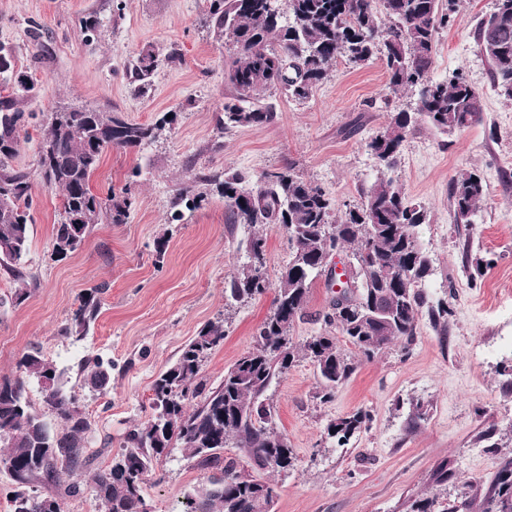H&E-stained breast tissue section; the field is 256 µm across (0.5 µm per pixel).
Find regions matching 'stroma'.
Here are the masks:
<instances>
[{"instance_id": "obj_1", "label": "stroma", "mask_w": 512, "mask_h": 512, "mask_svg": "<svg viewBox=\"0 0 512 512\" xmlns=\"http://www.w3.org/2000/svg\"><path fill=\"white\" fill-rule=\"evenodd\" d=\"M493 7L494 0H459L454 22L438 35L431 72L439 81L462 69L482 97L480 123L445 135L418 122L391 173L406 197L429 212L419 229L433 267L427 295L447 308V319L437 326L420 317L410 352L396 343L359 360L331 402L317 399L321 379L306 359L272 381L266 396L275 424L297 457L271 475L273 512H411L415 501L436 494H484L512 458V101L494 89L476 43L478 24ZM89 16L99 20L90 35L81 28ZM208 20V0H0V44L39 84L38 95L24 102L39 120L28 125L13 160L31 177L34 222L24 281L0 270V377L14 375L23 351L38 345L63 370L91 423L85 488L68 499L67 512H103L89 487L92 476L132 426L147 422L154 380L205 324L225 321L224 343L202 369L214 386L250 349L270 312L269 294L226 305L224 281L242 261L246 226L227 224L216 194L170 223L178 188L218 170L254 181L291 166L344 215L380 175L368 142L390 111L413 109L417 99L410 90L389 91L381 62L354 67L341 59L306 101L280 89L265 92L274 122L220 130L234 91L224 78L225 44ZM146 45L162 63L148 90L136 95L130 74ZM67 106L119 112L143 124L167 113L174 120L144 147L104 153L91 189L103 197L130 187V217L93 225L83 249L60 258L52 231L61 194L41 182L37 159L44 117ZM469 171L482 176L486 195L470 223L461 224L449 186ZM326 282L321 276L313 283L305 314L290 330L295 345L325 330L332 296ZM100 284L107 287L101 313L85 340L72 342L62 329L82 294ZM22 285L29 296L18 304L13 294ZM92 357L112 364L107 394L83 384L80 367ZM416 401L426 415L415 425ZM360 410L371 417L368 429L337 445L328 424ZM491 426L497 434L489 442L482 433ZM442 462L448 484L439 488L431 476ZM204 480L195 460L177 448L154 462L144 496L153 512H181Z\"/></svg>"}]
</instances>
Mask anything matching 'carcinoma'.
<instances>
[{
	"mask_svg": "<svg viewBox=\"0 0 512 512\" xmlns=\"http://www.w3.org/2000/svg\"><path fill=\"white\" fill-rule=\"evenodd\" d=\"M456 5L457 0H210L216 37L234 46L224 62L235 96L224 103L223 128L274 122L277 112L261 99L265 91L282 88L290 98L305 101L339 58L354 67L378 59L385 65L388 89H418L414 111L391 114L383 131L368 143L385 168L397 165L419 119L444 134L469 128L481 119V95L460 72L442 81L430 77L439 31L453 22ZM477 45L489 63L495 90L511 101L512 0H495L493 11L477 28ZM158 66L153 48H142L131 72L135 92L149 85ZM0 89L6 91L0 96V190L12 193L10 204L0 206V268L21 279L33 223L32 184L10 161L21 143L17 118H33L21 108L20 94L35 91V83L16 67L12 50L4 45ZM158 130L160 124L133 123L119 112L70 108L50 113L41 143L51 146L52 155H38V176L62 192L63 219L54 225L53 237L57 256L80 250L94 224L127 223L133 205L130 188L102 199L92 192L90 182L106 150L140 148L153 141ZM205 181L224 198L227 223L252 228L245 261L224 289L226 298L241 302L273 290L272 310L256 327L252 347L224 371L218 386L206 387L201 370L224 343L222 320L202 327L158 376L152 386L151 418L128 430L121 451L92 478V492L104 512H148L143 491L153 461L175 448L209 472L182 512H272L276 486L257 473L278 472L296 460L293 449L282 443L272 407L263 398L272 379L287 373L302 356L319 373L323 387L318 398L327 403L357 369L334 336H312L300 347L289 336L293 323L304 316L311 285L322 275L323 262L333 249L351 248L361 290L339 312L334 311L337 299L331 298L323 322L337 328L363 357L369 359L397 341L411 343L422 313L435 324L447 315V310L429 305L423 291L432 268L418 228L428 223L427 211L412 204L392 179L378 178L363 192L361 206L334 221L333 204L323 189L291 167L271 171L252 185L243 174L228 171ZM485 193L476 173L452 183L451 198L461 222L471 223ZM205 200L206 193L184 185L173 205L194 211ZM266 224L289 228L290 259L275 282L265 272L266 238L256 231ZM105 291L101 284L85 293L62 329L64 336L75 342L85 338L100 314ZM111 368L100 358L86 360L85 387L107 391ZM16 372L12 378H0V473L12 486L9 512H43L42 502H63L82 493L81 482L63 487L61 476L74 475L89 462L91 425L66 389L62 373L39 348L31 346L22 353ZM31 379L40 389V411L26 395ZM366 422L367 414L355 412L331 422L328 435L344 445L367 428ZM226 448L238 454L226 457ZM35 483L50 492L36 493ZM439 505L435 495L412 508L512 512V459L504 462L483 497L463 494L438 511Z\"/></svg>",
	"mask_w": 512,
	"mask_h": 512,
	"instance_id": "obj_1",
	"label": "carcinoma"
}]
</instances>
